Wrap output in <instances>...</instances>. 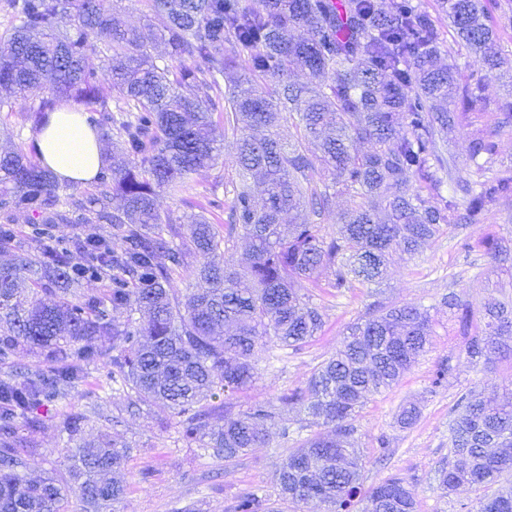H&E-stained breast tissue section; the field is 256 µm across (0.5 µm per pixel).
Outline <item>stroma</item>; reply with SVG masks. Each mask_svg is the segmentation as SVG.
I'll return each mask as SVG.
<instances>
[{
	"mask_svg": "<svg viewBox=\"0 0 512 512\" xmlns=\"http://www.w3.org/2000/svg\"><path fill=\"white\" fill-rule=\"evenodd\" d=\"M419 2L438 20L442 63H458L466 74L482 70L481 58L469 53L449 30L441 0ZM494 13L499 20L498 50L507 64L490 72L486 94L492 101L512 103V0H497ZM241 177L230 156H222L213 168L195 175L197 205L210 208L214 199L230 203L233 185ZM489 229L512 236V200L497 208L489 226L451 228L415 258L396 257L389 278L377 290L378 299L428 307L452 290L473 302L482 301L485 291L473 287L474 275H481L487 285L512 278V265L492 261L478 245ZM301 289L311 293L323 314L321 332L298 351L258 350L253 358L257 377L241 398L242 406L273 403L288 390L305 386L314 368L335 353L347 326L370 302L361 293L337 296L312 289L306 282ZM434 318L436 334L427 352L397 386L371 397L356 421L354 444L363 455V485L368 488L397 476L415 490L418 512H481V500L474 492L462 488L443 494L438 469L448 457L450 427L457 416L459 395L511 382L512 359L472 365L464 339L455 334L447 312L435 313ZM445 363L453 372L442 384H435L436 373ZM106 373L104 365L90 367L84 382L45 412L38 436L39 451L30 459L27 473L37 479L64 470L67 437L59 429L61 416L73 409L82 410L87 415V437L105 433L131 448L128 491L120 512H235L238 498L247 493L276 496L278 473L288 451L298 447L311 432L306 413L281 410L271 425V446L252 449L227 465L210 457L205 449L186 447L175 426L160 428L159 420L170 416L165 405L154 403L135 412L129 409L125 393L105 391ZM409 402L419 406L421 416L413 427L404 428L397 423L396 415Z\"/></svg>",
	"mask_w": 512,
	"mask_h": 512,
	"instance_id": "stroma-1",
	"label": "stroma"
}]
</instances>
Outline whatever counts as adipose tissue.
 <instances>
[{
  "mask_svg": "<svg viewBox=\"0 0 512 512\" xmlns=\"http://www.w3.org/2000/svg\"><path fill=\"white\" fill-rule=\"evenodd\" d=\"M34 139L43 165L78 185L91 184L104 165L95 131L73 110L51 113L47 126L39 129Z\"/></svg>",
  "mask_w": 512,
  "mask_h": 512,
  "instance_id": "1",
  "label": "adipose tissue"
}]
</instances>
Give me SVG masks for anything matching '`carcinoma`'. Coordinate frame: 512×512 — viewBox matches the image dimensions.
<instances>
[{"instance_id":"1","label":"carcinoma","mask_w":512,"mask_h":512,"mask_svg":"<svg viewBox=\"0 0 512 512\" xmlns=\"http://www.w3.org/2000/svg\"><path fill=\"white\" fill-rule=\"evenodd\" d=\"M121 0H9L14 23L0 37V112H19L37 129L67 106L88 115L120 164L101 169L90 191L59 179L35 145L0 149V250L13 247L14 217L25 214L35 251L0 267V512H116L127 494L129 448L102 434L69 449L64 474L26 477L34 451L28 436L41 412L102 362L130 405L165 404L182 438L233 461L271 442L264 422L274 406L214 416L239 403L252 385L259 345L297 351L321 330L322 315L298 284L338 293L380 285L390 257L415 256L450 227L488 223L512 199V170L497 167L494 132L512 129V107L490 111L483 80L460 89L456 66L437 64L441 33L413 0H150L166 16L158 32L130 27ZM449 26L472 51H494L492 15L483 0H442ZM92 56L102 58L96 69ZM241 65L248 78L224 88ZM307 70L314 85L284 83L271 99L265 77ZM288 118L286 146L272 129ZM470 130L462 167L448 134ZM235 136V159L248 179L234 186L224 224L206 213L163 211L160 196L192 207V176L212 168ZM367 140L360 153L356 141ZM353 201L321 223H285L308 209L324 217L337 195ZM120 197L121 205L112 207ZM53 224H111L118 246L103 238L76 246L84 266L109 276L102 298L77 297L71 252L54 243ZM167 225L172 244L162 234ZM249 252L234 258L238 240ZM485 252L512 262V237L489 234ZM193 275L182 293L174 277ZM465 352L477 363L512 357V302L475 307L451 291L442 299ZM126 312L118 321L112 312ZM435 330L411 304L369 305L341 346L307 384L279 398L327 427L288 452L278 475V501L289 512H416L414 491L390 477L362 491L363 458L350 437L370 395L391 388L426 352ZM108 337L109 343L98 339ZM26 350L41 360L13 357ZM440 485H466L483 512H512V397L468 391L457 400ZM419 408L400 407L415 425ZM85 415L63 426L74 436ZM236 512H281L267 496L242 497Z\"/></svg>"}]
</instances>
